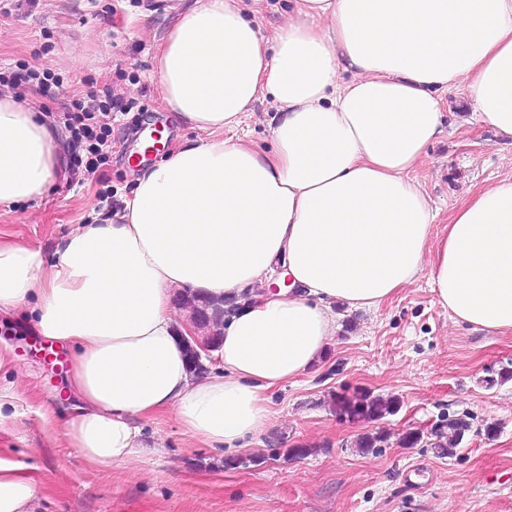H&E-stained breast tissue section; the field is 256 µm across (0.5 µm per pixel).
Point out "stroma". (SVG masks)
I'll return each instance as SVG.
<instances>
[{"label": "stroma", "mask_w": 512, "mask_h": 512, "mask_svg": "<svg viewBox=\"0 0 512 512\" xmlns=\"http://www.w3.org/2000/svg\"><path fill=\"white\" fill-rule=\"evenodd\" d=\"M196 0H0V68L38 67L58 81L50 95L12 85L0 91L54 124L61 171L42 198L0 210V237L51 254L80 224H95L133 185L129 150L140 129H163L149 163L165 160L195 133L171 119L154 70L157 45ZM108 88L131 103L112 113L106 164L70 174L71 137L63 114L89 91ZM447 126L412 176L443 230L465 196L512 175V145L473 123L462 91L445 97ZM0 348L12 365L0 389V458L27 472L53 512H512V333L488 334L456 322L426 278L377 308H336V334L319 363L276 389V420L246 448L261 465L228 470L225 451L183 434L172 414L144 422L146 449L108 472L95 470L62 433L71 352L15 319H0ZM366 389L396 396L399 411L381 428L429 433L445 417L472 429L455 457L423 445L364 454L360 425L337 416L330 397ZM498 432L487 437V425ZM310 448L290 459L283 451Z\"/></svg>", "instance_id": "obj_1"}]
</instances>
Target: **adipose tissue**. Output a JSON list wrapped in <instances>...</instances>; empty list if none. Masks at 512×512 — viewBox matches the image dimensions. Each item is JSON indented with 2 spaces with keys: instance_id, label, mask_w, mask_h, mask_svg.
<instances>
[{
  "instance_id": "obj_1",
  "label": "adipose tissue",
  "mask_w": 512,
  "mask_h": 512,
  "mask_svg": "<svg viewBox=\"0 0 512 512\" xmlns=\"http://www.w3.org/2000/svg\"><path fill=\"white\" fill-rule=\"evenodd\" d=\"M259 3L199 0L155 54L164 105L196 139L138 168L131 195L52 261L0 240V315L72 349L62 431L98 470L133 460L140 420L168 411L208 447L257 444L276 417L269 391L316 362L334 305L380 306L423 272L456 321L512 333V175L438 235L412 176L451 89L512 143V0H292L269 37ZM264 98L267 151L231 137ZM53 141L43 116L0 95V208L53 184ZM276 271L285 285L264 290ZM248 289L219 341L221 373L191 374L174 293ZM42 503L0 460V512Z\"/></svg>"
}]
</instances>
